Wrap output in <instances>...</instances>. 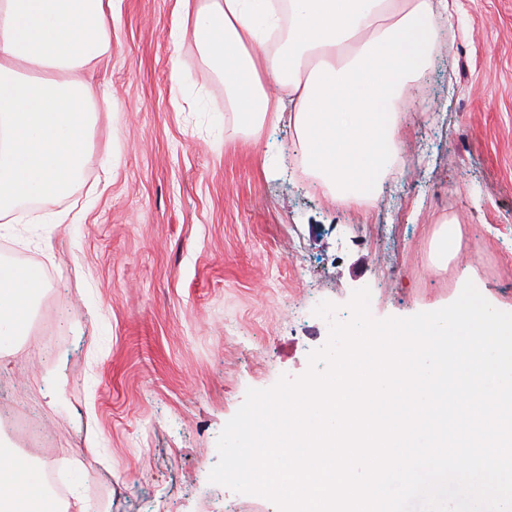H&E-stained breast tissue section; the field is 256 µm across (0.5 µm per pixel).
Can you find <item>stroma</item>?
I'll return each instance as SVG.
<instances>
[{
	"label": "stroma",
	"instance_id": "35a3bbf8",
	"mask_svg": "<svg viewBox=\"0 0 512 512\" xmlns=\"http://www.w3.org/2000/svg\"><path fill=\"white\" fill-rule=\"evenodd\" d=\"M174 8L118 0L112 53L87 69L108 101L82 180L0 235V258L43 284L0 356V439L28 414L44 436L11 452L76 473L92 512H278L209 474L248 389L301 378L327 343L313 306L349 311L366 287L373 319L406 318L470 281L512 312V0H451L400 117L405 166L349 209L304 172L287 122L234 133ZM76 204L79 223H55ZM444 226L442 231L438 234L433 248L434 258L438 261H444L448 259V254L452 253L457 244V231L456 227H453L451 222H444L447 224Z\"/></svg>",
	"mask_w": 512,
	"mask_h": 512
}]
</instances>
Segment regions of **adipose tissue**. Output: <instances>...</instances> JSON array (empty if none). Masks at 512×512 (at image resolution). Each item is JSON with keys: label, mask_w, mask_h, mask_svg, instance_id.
Listing matches in <instances>:
<instances>
[{"label": "adipose tissue", "mask_w": 512, "mask_h": 512, "mask_svg": "<svg viewBox=\"0 0 512 512\" xmlns=\"http://www.w3.org/2000/svg\"><path fill=\"white\" fill-rule=\"evenodd\" d=\"M177 13V37L192 35L223 73L236 130L288 119L306 173L335 205L376 200L448 0H178ZM111 45L104 0H0L1 224L17 221L20 201L81 180L98 97L84 70ZM39 292L29 274L0 269L1 354L16 350ZM0 512L87 505L76 491L54 501L37 468L0 448Z\"/></svg>", "instance_id": "adipose-tissue-1"}]
</instances>
